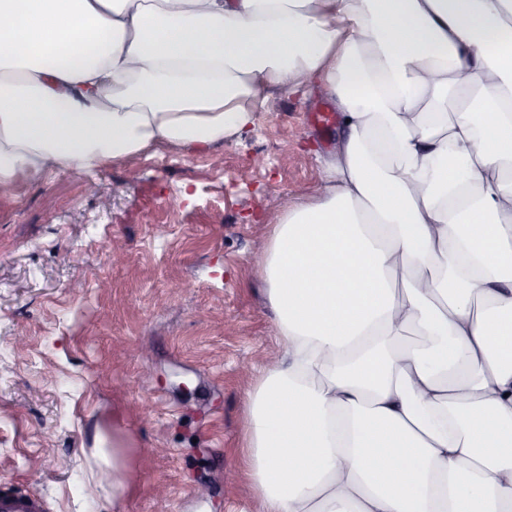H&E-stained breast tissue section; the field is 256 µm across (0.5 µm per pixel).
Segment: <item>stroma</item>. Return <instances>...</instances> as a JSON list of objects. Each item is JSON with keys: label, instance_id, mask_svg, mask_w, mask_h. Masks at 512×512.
Instances as JSON below:
<instances>
[{"label": "stroma", "instance_id": "stroma-1", "mask_svg": "<svg viewBox=\"0 0 512 512\" xmlns=\"http://www.w3.org/2000/svg\"><path fill=\"white\" fill-rule=\"evenodd\" d=\"M339 127L326 97L276 94L216 146L222 166L163 149L89 171L110 208L63 171L0 186V494L44 512H263L240 472L246 393L275 352L253 267L281 197L319 186L308 147L332 151Z\"/></svg>", "mask_w": 512, "mask_h": 512}]
</instances>
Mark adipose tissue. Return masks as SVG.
I'll return each mask as SVG.
<instances>
[{
	"mask_svg": "<svg viewBox=\"0 0 512 512\" xmlns=\"http://www.w3.org/2000/svg\"><path fill=\"white\" fill-rule=\"evenodd\" d=\"M0 184L342 123L261 258L264 512H512V0H0ZM421 344L406 342L408 330Z\"/></svg>",
	"mask_w": 512,
	"mask_h": 512,
	"instance_id": "adipose-tissue-1",
	"label": "adipose tissue"
}]
</instances>
